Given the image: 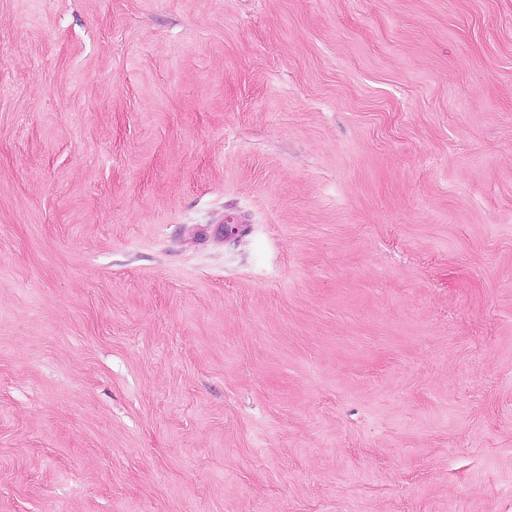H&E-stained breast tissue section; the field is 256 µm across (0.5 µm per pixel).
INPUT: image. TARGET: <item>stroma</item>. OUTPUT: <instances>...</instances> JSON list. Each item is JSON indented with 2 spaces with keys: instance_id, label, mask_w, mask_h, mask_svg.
I'll list each match as a JSON object with an SVG mask.
<instances>
[{
  "instance_id": "stroma-1",
  "label": "stroma",
  "mask_w": 512,
  "mask_h": 512,
  "mask_svg": "<svg viewBox=\"0 0 512 512\" xmlns=\"http://www.w3.org/2000/svg\"><path fill=\"white\" fill-rule=\"evenodd\" d=\"M0 512H512V0H0Z\"/></svg>"
}]
</instances>
